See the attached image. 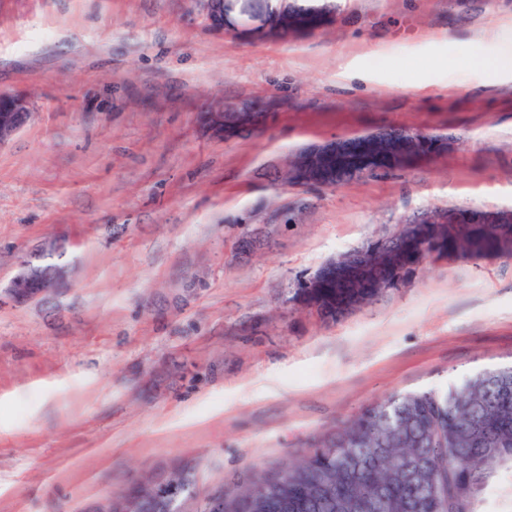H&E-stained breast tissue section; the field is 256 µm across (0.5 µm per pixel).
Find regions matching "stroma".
I'll use <instances>...</instances> for the list:
<instances>
[{
    "label": "stroma",
    "mask_w": 512,
    "mask_h": 512,
    "mask_svg": "<svg viewBox=\"0 0 512 512\" xmlns=\"http://www.w3.org/2000/svg\"><path fill=\"white\" fill-rule=\"evenodd\" d=\"M311 35L244 41L190 0H0V512H97L190 473L195 502L283 466L393 393L512 363V255L422 267L334 322L297 285L450 207L512 209V0H336ZM217 100L275 101L218 138ZM411 129L452 140L333 187L300 149ZM63 285L16 301L23 261ZM30 116L29 102L25 98L0 93V146L8 142Z\"/></svg>",
    "instance_id": "1"
}]
</instances>
